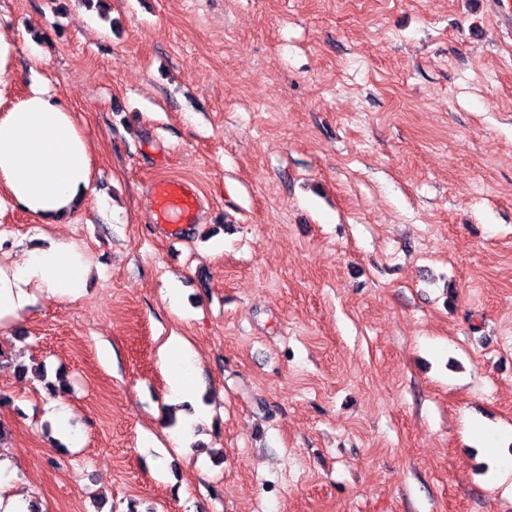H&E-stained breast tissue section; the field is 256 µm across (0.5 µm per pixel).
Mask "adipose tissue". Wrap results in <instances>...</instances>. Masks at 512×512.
I'll return each mask as SVG.
<instances>
[{"mask_svg": "<svg viewBox=\"0 0 512 512\" xmlns=\"http://www.w3.org/2000/svg\"><path fill=\"white\" fill-rule=\"evenodd\" d=\"M93 148L73 112L40 82L0 111V192L45 224H64L92 184ZM93 272L84 251L58 238L20 262L0 254V321H14L33 290L48 298L80 297ZM172 402L191 392L188 342L171 336L160 347Z\"/></svg>", "mask_w": 512, "mask_h": 512, "instance_id": "1", "label": "adipose tissue"}]
</instances>
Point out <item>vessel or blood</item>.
I'll list each match as a JSON object with an SVG mask.
<instances>
[{
	"instance_id": "1",
	"label": "vessel or blood",
	"mask_w": 512,
	"mask_h": 512,
	"mask_svg": "<svg viewBox=\"0 0 512 512\" xmlns=\"http://www.w3.org/2000/svg\"><path fill=\"white\" fill-rule=\"evenodd\" d=\"M156 223L179 231L183 225L194 223L201 206L195 185L186 180L167 179L152 187Z\"/></svg>"
}]
</instances>
